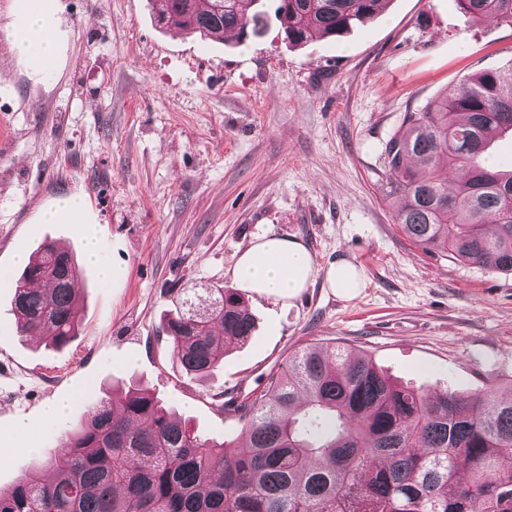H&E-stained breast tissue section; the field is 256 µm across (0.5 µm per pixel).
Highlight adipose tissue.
<instances>
[{"mask_svg":"<svg viewBox=\"0 0 512 512\" xmlns=\"http://www.w3.org/2000/svg\"><path fill=\"white\" fill-rule=\"evenodd\" d=\"M16 55L37 73H51L60 63L56 35L58 0H17ZM317 273L309 251L299 241L278 236L259 239L239 256L233 269L238 288L254 295L288 300L311 284Z\"/></svg>","mask_w":512,"mask_h":512,"instance_id":"obj_1","label":"adipose tissue"}]
</instances>
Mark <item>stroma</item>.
Wrapping results in <instances>:
<instances>
[{"instance_id": "35a3bbf8", "label": "stroma", "mask_w": 512, "mask_h": 512, "mask_svg": "<svg viewBox=\"0 0 512 512\" xmlns=\"http://www.w3.org/2000/svg\"><path fill=\"white\" fill-rule=\"evenodd\" d=\"M158 8L59 0L62 55L47 77L14 53L15 0H0V488L48 474L46 454L122 380L203 437L233 440L225 402L317 342L366 353L425 393L507 394L512 272L407 238L384 147L406 113L511 67L512 24L471 19L456 0H389L340 39L292 47L275 0H261L266 24L244 40L161 25ZM70 195L85 201L83 223H42ZM265 235L300 241L319 277L286 301L246 296L251 340L209 379L185 375L163 331L177 294L190 289L201 306L233 286L238 257ZM47 241L82 268L81 323L60 348L19 335L11 310L16 253ZM340 258L363 280L349 299L321 275ZM56 399L70 405L49 425Z\"/></svg>"}]
</instances>
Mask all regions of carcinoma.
<instances>
[{"label": "carcinoma", "mask_w": 512, "mask_h": 512, "mask_svg": "<svg viewBox=\"0 0 512 512\" xmlns=\"http://www.w3.org/2000/svg\"><path fill=\"white\" fill-rule=\"evenodd\" d=\"M472 18L512 23V0H457ZM381 0H278L285 38L336 37ZM158 21L202 36L255 33L258 0H162ZM386 144L396 221L426 249L512 271V169L489 146L512 132V67L485 71L403 119ZM413 158L417 167L405 166ZM464 171L442 183V167ZM74 253L46 244L17 280L21 336L67 344L80 323ZM205 313L181 301L165 333L186 374L209 377L255 321L236 288H214ZM239 439L202 437L147 391L99 402L35 473L0 489V512H512V395H433L399 383L364 353L315 344L234 408Z\"/></svg>", "instance_id": "carcinoma-1"}]
</instances>
